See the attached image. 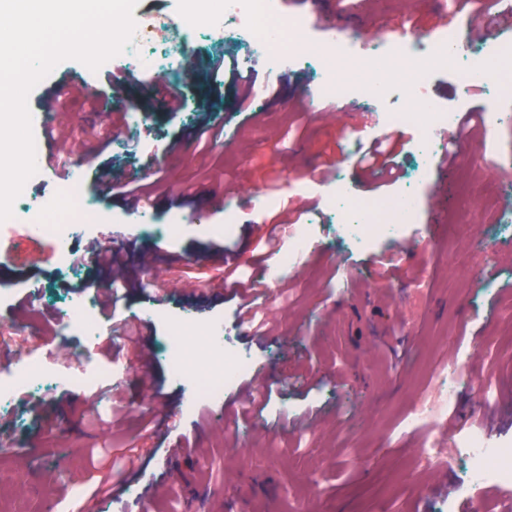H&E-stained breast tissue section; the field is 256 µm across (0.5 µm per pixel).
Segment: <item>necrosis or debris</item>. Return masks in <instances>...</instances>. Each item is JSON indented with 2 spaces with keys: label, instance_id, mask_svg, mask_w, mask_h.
Instances as JSON below:
<instances>
[{
  "label": "necrosis or debris",
  "instance_id": "obj_1",
  "mask_svg": "<svg viewBox=\"0 0 512 512\" xmlns=\"http://www.w3.org/2000/svg\"><path fill=\"white\" fill-rule=\"evenodd\" d=\"M209 35L228 39L242 32L248 36V57L300 61L302 55L318 59L321 76L318 89L321 97L343 99L359 97L373 99L389 86L368 81L350 82L339 79L338 74L349 65H381L396 70H412L410 92L419 102L416 112H391L387 122L392 126L414 125L419 127L422 138L418 154L423 163L415 176L427 175L426 158L444 150L438 132L445 131L455 138H463L460 117L425 96L423 88L432 67L445 65L447 60L459 61L458 78L462 84L481 82L488 86L501 113L494 116L495 125H502L501 114L512 110V85L503 81L492 63L512 57V39L501 37L482 44H475L464 30L443 31L435 35L428 45H421L414 30L405 21L392 24L386 35L367 37L366 48L349 44L340 33L328 31L319 39L310 41L305 53H297L294 38L303 34L308 26L305 17H286L279 13L275 0H213L208 6ZM177 47L167 42L160 27L153 21L137 24L134 42L125 54L133 68L156 72H172L171 60ZM333 190L325 207L336 216L347 236L358 246L366 247L384 236L398 235L404 225L416 221V199L413 193L403 192L389 201L363 200L351 197L344 175L332 179ZM81 204L83 211H92L93 205L82 202L77 184H69L53 200L34 201L20 196L15 205L24 210L35 227L36 234L52 240L65 237L67 220L73 204ZM200 340L195 350L184 349L180 336L170 341L169 364L173 376L189 374L197 358L205 357L213 367L201 381L203 396L222 395L224 389L239 377L249 373L250 359L231 348L224 328L215 324L198 326ZM58 374L50 372L42 356L27 353L15 359L12 367L0 372V406L10 404L18 390H36L58 384ZM457 447L463 448L472 464L473 484L506 485L512 483V448L496 447L487 436L473 431L461 436Z\"/></svg>",
  "mask_w": 512,
  "mask_h": 512
}]
</instances>
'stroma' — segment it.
Wrapping results in <instances>:
<instances>
[{"label":"stroma","mask_w":512,"mask_h":512,"mask_svg":"<svg viewBox=\"0 0 512 512\" xmlns=\"http://www.w3.org/2000/svg\"><path fill=\"white\" fill-rule=\"evenodd\" d=\"M432 0H307L289 15L307 16L310 36L328 11L357 15L349 34L380 33L400 15L423 31L442 25L474 27V40L495 36L494 25L472 4L446 0L447 18L432 15ZM182 54L198 63L219 52L243 57L244 45L209 42L205 26L174 32ZM255 97L249 112L237 109L229 85L199 86L181 77L151 84L150 73L127 77L123 101L111 96L109 69L84 72L66 60L28 97L31 114L59 98L66 142L60 166L39 168L26 193L51 200L70 179L96 210L74 211L63 247L23 228L0 223V243L12 256L0 265V326L14 327L18 342L46 352L64 348L74 364H106L111 354L147 362L127 376L107 379L128 404L112 419L107 391L95 403L65 384L36 394L39 412L16 402L0 411V512H69L74 499L93 497L105 474L97 449L120 454L146 449L139 470L106 498L99 512H185L175 482L205 489L202 512H227L233 499L249 512H496V499L512 488L479 487L459 495L469 463L452 446L475 429L512 445V232L491 227L512 212V187L494 169L497 149L480 116L493 111L489 90L462 87L455 65L432 72L426 94L445 108L471 115L470 133L448 173V221H428L434 181L417 187L416 223L396 238L364 249L336 236L325 210L330 181L314 179L324 166L344 171L358 199L397 195L418 162L420 131L391 127L389 112H415L419 105L400 87L368 101L316 97V65L256 61ZM274 81H267V74ZM64 96H56L58 85ZM184 109L171 115V96ZM122 113L114 127V113ZM222 122L227 136L207 146L182 137L200 114ZM380 140L396 146L398 175L371 190L349 157L353 142ZM144 166L139 183L149 196L128 209L107 183L93 180L102 165ZM288 197L291 208L314 216L309 260L287 284L256 280L258 317L272 330L257 337L242 325L238 300L216 293L213 281L229 258L246 277L257 265L272 266L279 252L265 241L280 209L271 198ZM236 208L232 234L218 233L226 208ZM117 251L127 267L143 252L153 263L140 276L147 288H123L112 319L99 335L58 331L68 303L112 287L108 272L83 261L90 241ZM66 252L69 267L58 261ZM385 254L401 268L391 283L379 281L375 260ZM227 326L233 350L249 356L251 374L227 386L217 399L195 395L193 379L171 375L164 344L184 319ZM139 327L130 340L126 326ZM454 377L456 403L440 424L404 430L402 421L433 383L435 367ZM436 438L451 453L420 463L418 448Z\"/></svg>","instance_id":"stroma-1"}]
</instances>
